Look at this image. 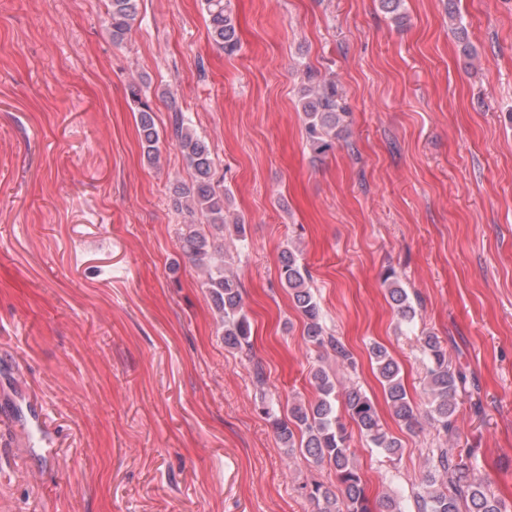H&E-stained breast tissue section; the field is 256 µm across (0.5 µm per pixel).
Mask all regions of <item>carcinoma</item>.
<instances>
[{"instance_id":"cac0c4a2","label":"carcinoma","mask_w":512,"mask_h":512,"mask_svg":"<svg viewBox=\"0 0 512 512\" xmlns=\"http://www.w3.org/2000/svg\"><path fill=\"white\" fill-rule=\"evenodd\" d=\"M204 6L213 42L229 54L235 52L239 39L229 9L230 0H204ZM107 15L112 41L119 44L132 29L137 0H107ZM129 91L138 112L142 151L153 162L158 158L160 137L152 108L143 99L138 85H130ZM299 111L304 114L306 145L314 156L328 154L348 137L350 112L334 81L317 82L313 76H307V84L300 89ZM171 138L193 171L191 184L175 190L184 221L180 248L204 276V286L224 330V346L241 350L250 346L251 324L244 310L241 282L228 267L224 249L215 245L213 232H222L230 224L237 236L242 237L244 224L230 218L225 207L227 194L221 181L215 179V161L209 145L193 131L189 118L179 110L173 114ZM279 276L305 319V341L322 352H332L344 364L354 365L350 351L327 330L319 301L309 286L308 271L295 249L288 247L282 251ZM383 283L401 318L413 321L416 309L396 271L387 270ZM420 345L426 366L428 413L444 436L451 439L457 396L465 391L467 376L452 367L439 337L428 333L421 337ZM371 358L394 415L406 428H414L418 424L417 413L402 383L398 363L379 344L371 347ZM311 379L318 393L314 403L294 404L284 417L272 405L262 407L261 412L284 447L290 450L297 447L302 454L335 470L343 499L319 483L313 485L310 497L321 503L320 512H368L362 477L353 459L345 425L336 415V381L322 367L312 373ZM345 408L374 447L389 457L399 453V440L383 429L373 401L359 388L352 386L345 392ZM433 458L435 464L424 475L421 491L415 496L417 512H502L501 502L471 476L472 463L464 459L456 443L436 449Z\"/></svg>"}]
</instances>
